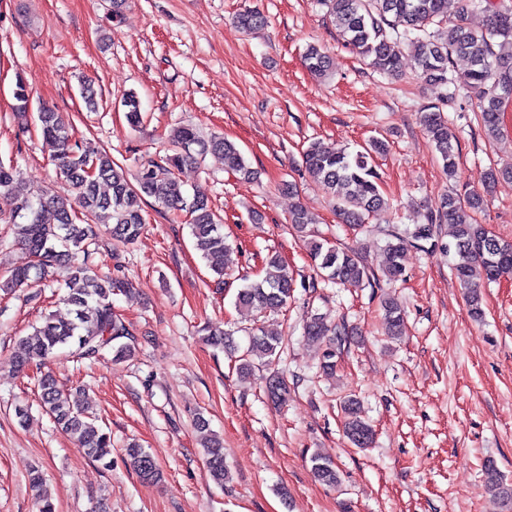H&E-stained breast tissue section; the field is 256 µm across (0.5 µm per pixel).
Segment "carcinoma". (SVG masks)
<instances>
[{"mask_svg": "<svg viewBox=\"0 0 512 512\" xmlns=\"http://www.w3.org/2000/svg\"><path fill=\"white\" fill-rule=\"evenodd\" d=\"M346 41L356 48L375 71L398 77L402 74L401 45L411 42L416 47L419 70L431 82L442 87L462 88L475 94L479 101L481 121L490 134H497L500 114L506 101L512 99V58L497 54V41L512 43V8L494 7L490 0H323ZM486 14L487 23L481 32L464 23L465 10ZM238 26L248 32L260 30L267 19L258 9H248L237 17ZM469 63L463 73L455 70V58ZM305 67L314 75L329 70V57L322 48L311 43L303 56ZM14 98L15 110L22 121H27L29 92L22 77H17ZM451 95H442L423 107L420 121L439 155L448 177L456 176L459 148L455 135L448 126L445 112ZM128 124L136 128L142 124L144 113L139 98L134 94L122 100ZM36 124L43 139L54 148L53 162L59 178L70 191V198H62L48 191L33 194L19 178L12 164L0 161V223L9 224L19 244L31 256L28 265L5 272L0 283L11 290L32 281H39L61 270L58 288L64 290L63 301L70 306L72 318L57 322L50 315L32 332L19 341L14 365L23 370L31 363L40 365L65 354L80 360L98 361L112 354L118 361L135 354L132 333L123 318L112 307L111 296L116 291L129 289L130 282L121 276L120 257L114 256L115 273L99 274L91 262L89 246L96 240L92 224L108 225L116 244L129 245L141 234L145 220L143 204L151 198L162 212L184 211L189 215L191 234L203 258L211 263L214 273L235 264L234 249L223 232V218L213 210L209 200L196 195L187 200L181 190L177 174L181 167L195 156L212 151L224 157V167L244 181L256 178L241 151L232 142L215 137L202 140L196 129L185 126L177 131L171 151L143 164L130 181L119 163L89 139L78 135L63 112L50 107L38 109ZM381 139H374L369 147L351 154L346 150L325 148L318 141L311 142L302 153L301 166L312 178L320 181L336 200V212L347 224L362 225L367 217L387 207L380 178L373 165L374 156L386 151ZM512 173L509 167H490L484 174L483 192L472 190L464 194L451 191L443 197L435 210L424 216V222L400 233L385 230L386 266L383 276L396 280L403 274L402 259L408 247L421 248V243L434 239L436 225L450 224L451 239L440 244L441 250L451 249L464 255L466 263L454 268L456 278L467 290L466 300L472 318L480 321L483 283L512 274V242L492 233L484 224L467 219L464 208L477 212L482 209L483 195L489 193L495 182ZM305 238L317 275L323 282L343 286L371 284L378 274L363 260L349 251L340 250L327 241L309 237L306 228L315 219L301 206L288 217ZM274 271L240 288L235 305L258 313L285 307L293 297L294 279L280 263L278 256L267 259ZM387 333L392 339L405 334L406 323L401 304L393 297L382 299ZM303 335L311 342H322L321 369L332 372L336 356L346 330L331 327L326 317L313 314L303 325ZM207 345L227 354L239 352V347L228 331H210L204 337ZM283 350V337L257 327L249 335L248 347L239 356L238 375L246 380L252 375L253 358H272ZM41 407L63 432L77 436L93 462L104 468L112 467L111 436L89 422L86 408L79 398L64 392L48 372L37 378ZM264 393L277 402L288 394L286 380L277 375L265 379ZM344 434L357 448H367L374 437L372 426L362 418L360 403L350 398L343 404ZM195 425L201 434L206 465L212 480L224 485L230 471L224 460L223 442L209 430L201 416ZM127 464L146 483L160 480V470L153 456L133 443L125 449ZM314 477L329 486L339 482L334 462L318 452L311 457ZM486 482L494 497L512 501V485H508L493 461L484 466ZM43 474L31 473L36 512H54V506L42 492Z\"/></svg>", "mask_w": 512, "mask_h": 512, "instance_id": "carcinoma-1", "label": "carcinoma"}]
</instances>
